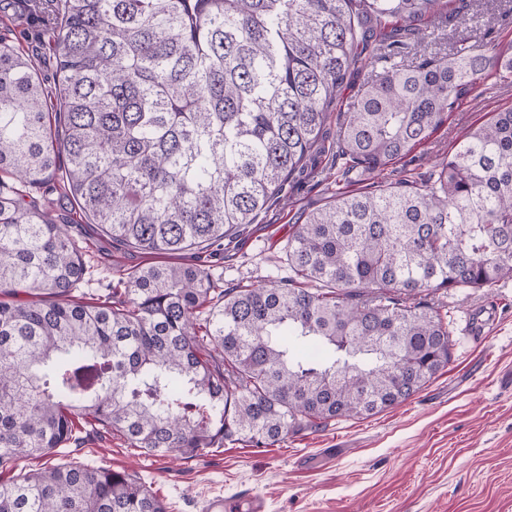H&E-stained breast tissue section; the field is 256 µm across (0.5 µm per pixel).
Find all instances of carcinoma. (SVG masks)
Here are the masks:
<instances>
[{
  "label": "carcinoma",
  "mask_w": 512,
  "mask_h": 512,
  "mask_svg": "<svg viewBox=\"0 0 512 512\" xmlns=\"http://www.w3.org/2000/svg\"><path fill=\"white\" fill-rule=\"evenodd\" d=\"M58 112L0 40V512H168L139 478L72 461L23 470L79 420L160 456L255 447L372 416L451 361L438 291L512 278V109L423 182L338 191L295 225L284 285L214 287L173 258L256 223L307 167L357 49L441 0H47ZM337 123L350 169L378 175L427 142L512 53L396 61ZM85 218L155 261L97 301L64 225L25 201L55 177Z\"/></svg>",
  "instance_id": "carcinoma-1"
}]
</instances>
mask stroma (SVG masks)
I'll return each instance as SVG.
<instances>
[{
	"label": "stroma",
	"instance_id": "35a3bbf8",
	"mask_svg": "<svg viewBox=\"0 0 512 512\" xmlns=\"http://www.w3.org/2000/svg\"><path fill=\"white\" fill-rule=\"evenodd\" d=\"M44 18L37 0H0V40L30 60L50 89L57 52ZM455 34L468 38L477 52L512 44V0H451L431 20L399 24L400 56L414 63L448 53ZM374 54V48L363 50L344 80L316 170L297 176L256 224L225 240L220 254L192 250L181 262L207 269L222 289L291 277L285 245L294 225L322 207L336 188L327 177L336 155V113L360 93L373 72ZM511 108L512 80L487 76L473 95L454 105L427 143L385 170L384 180L428 173L489 113ZM26 201L67 225L80 241L87 273L77 298L107 295L128 271L150 261L84 223L57 182L30 191ZM437 300L448 312L450 363L415 396L375 416L304 428L269 447L228 441L188 460L143 454L121 435L85 425L79 444L55 460L75 457L132 473L171 512H202L207 496L236 497L244 489L265 498L268 512H512V279L441 292ZM472 309L494 312L497 319L496 328L479 340L460 333Z\"/></svg>",
	"mask_w": 512,
	"mask_h": 512
}]
</instances>
